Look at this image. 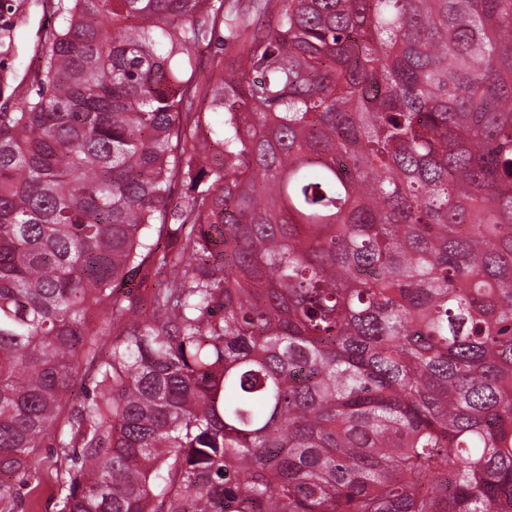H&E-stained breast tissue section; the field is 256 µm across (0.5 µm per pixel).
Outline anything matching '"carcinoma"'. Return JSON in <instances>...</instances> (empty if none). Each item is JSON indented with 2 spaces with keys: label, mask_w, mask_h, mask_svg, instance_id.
I'll return each instance as SVG.
<instances>
[{
  "label": "carcinoma",
  "mask_w": 512,
  "mask_h": 512,
  "mask_svg": "<svg viewBox=\"0 0 512 512\" xmlns=\"http://www.w3.org/2000/svg\"><path fill=\"white\" fill-rule=\"evenodd\" d=\"M41 54L0 500L55 430L59 512H512V0H71Z\"/></svg>",
  "instance_id": "1"
}]
</instances>
